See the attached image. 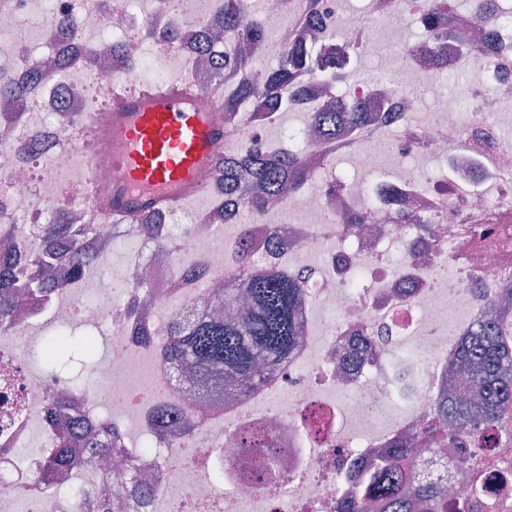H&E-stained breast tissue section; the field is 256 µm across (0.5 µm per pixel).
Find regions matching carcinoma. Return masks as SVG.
Here are the masks:
<instances>
[{
    "label": "carcinoma",
    "mask_w": 512,
    "mask_h": 512,
    "mask_svg": "<svg viewBox=\"0 0 512 512\" xmlns=\"http://www.w3.org/2000/svg\"><path fill=\"white\" fill-rule=\"evenodd\" d=\"M485 21L490 26L509 21L497 0H488ZM427 35H453L448 18L433 8L419 18ZM217 27L237 36L238 40L261 43L270 39L267 31L252 18L242 0L225 9ZM347 66V59L330 62L317 52H308L290 45L281 50L276 66L257 70L251 80L239 88V96L246 98L257 88H262L269 99L271 111L264 121L277 119L282 95L292 91L297 100L303 98L304 87L299 84L301 74L326 67ZM6 96L28 112L36 100L29 96L25 86L0 81V97ZM310 122L325 131L336 133V127L360 124L356 110L336 109V99L326 102L319 112L309 113ZM222 178L220 189L224 204L237 205L260 212L269 202L280 196L284 189L302 192L308 182L304 163L283 160L263 150H255L242 158L227 150L219 162ZM38 233L43 248L32 256V261L56 269L64 274L86 277L95 271V260L80 252L78 241L70 227L63 224H41ZM236 276L247 288L251 310L241 321H223L210 316L205 309L197 308L190 314L174 319L167 331L164 353L171 360L176 372L198 373L221 386L235 379L252 380L265 377L268 371L283 362L297 344L298 311L306 290V276L288 277L275 271H259L251 267L248 253H243ZM44 282L30 280L21 288L13 287V280L0 271V327L11 324L14 314L27 297L42 293ZM91 353L95 339L84 336H52L42 344L47 361H53L74 344ZM459 356L451 365L454 372H463L467 381L482 388L484 403L480 411L460 396H450L436 412V419L416 433L410 441L378 457L372 464L373 481L367 488L352 489L344 498L343 512H363L370 497L379 499L384 512H445L442 488L435 484H421L411 470L412 445L438 443L444 431L452 427L467 440H480L491 430L503 427L512 411V386L499 379V373L512 366V338L508 330L491 320L474 332L460 338ZM60 431L55 441L53 464L61 468L76 452L74 445L83 442L81 419L66 414L63 401H55Z\"/></svg>",
    "instance_id": "obj_1"
}]
</instances>
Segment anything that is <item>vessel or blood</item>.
Masks as SVG:
<instances>
[{"mask_svg": "<svg viewBox=\"0 0 512 512\" xmlns=\"http://www.w3.org/2000/svg\"><path fill=\"white\" fill-rule=\"evenodd\" d=\"M93 132L114 173L109 196L92 201L103 226L204 195V174H217L234 136L222 105L202 107L179 85L116 93L110 110L94 115Z\"/></svg>", "mask_w": 512, "mask_h": 512, "instance_id": "obj_1", "label": "vessel or blood"}]
</instances>
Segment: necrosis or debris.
<instances>
[{
    "label": "necrosis or debris",
    "mask_w": 512,
    "mask_h": 512,
    "mask_svg": "<svg viewBox=\"0 0 512 512\" xmlns=\"http://www.w3.org/2000/svg\"><path fill=\"white\" fill-rule=\"evenodd\" d=\"M228 2L182 0L179 12H153L146 33L153 57L116 53L103 64L102 47L137 24L128 0H101L82 13L76 0H0V28L11 33L0 79L19 82L39 70L46 114L32 127L0 108V242L13 243L27 275L52 285L0 328L8 350L0 356V512H103L102 500L115 493L123 498L117 512H339L338 488L358 479L371 457L409 440L439 398L462 392L473 406L482 403L480 388L448 366L459 336L500 309L512 288V26H484L483 0L464 10L456 0H425L447 10L454 34L423 44L403 40L410 12L400 0H370L373 16L390 23L382 37L365 25L341 27L344 0H299L289 13L266 0L259 20L278 46L352 45V69L385 71L373 81L302 76L308 95L286 101L285 111L314 112L339 93L363 114L333 140L299 128L297 150L312 162L306 189L250 215L217 200L187 224L166 216L160 241L139 237L140 253L118 278L105 265L129 235L125 224L82 235L83 253L99 266L91 279L30 261L41 247L31 225L63 210L90 212L83 194L60 189L77 180L79 146L68 135L91 109L111 104L113 81L133 88L145 73L163 80L176 72L201 105L210 104L198 48ZM41 15L63 36L28 25ZM171 28L180 38L169 44L162 35ZM471 44L483 64L470 57ZM405 57L431 91L471 73L468 107L428 106L398 76ZM225 62L224 112L238 145L294 150L284 138L266 142L265 94L238 98L251 70L236 67L231 54ZM338 158L378 174L373 200L358 180L328 174ZM244 238L255 266L310 274L301 342L261 388L236 382L221 393L203 378L176 380L160 361L176 314L200 296L229 320L249 311L225 307L214 294L237 287ZM102 327L108 371L95 387L77 389L33 367L34 329ZM53 395L65 396L90 426H112L102 463L77 450L64 480L48 466L58 432L47 420ZM246 436L256 447L242 445ZM98 469L105 483L87 485L86 472ZM414 469L443 486L448 502L476 483L484 492L471 512H512V444L503 439L477 444L447 434L444 443L417 448Z\"/></svg>",
    "instance_id": "necrosis-or-debris-1"
}]
</instances>
